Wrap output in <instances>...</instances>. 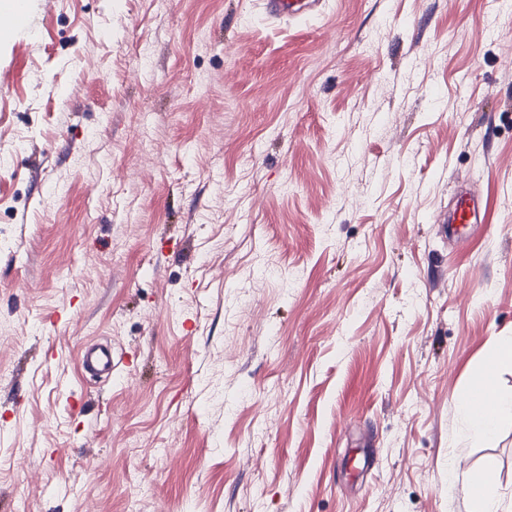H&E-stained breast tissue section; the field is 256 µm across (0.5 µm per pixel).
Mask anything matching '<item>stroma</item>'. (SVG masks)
Masks as SVG:
<instances>
[{"label": "stroma", "instance_id": "obj_1", "mask_svg": "<svg viewBox=\"0 0 512 512\" xmlns=\"http://www.w3.org/2000/svg\"><path fill=\"white\" fill-rule=\"evenodd\" d=\"M41 2L0 42V512L511 503L512 420L457 405L512 336V0ZM323 0H263L262 6L266 16L275 21H292L304 12L321 11ZM487 210V200L471 192L461 191L456 197L452 210L443 219V224L448 225L444 226V229L447 233L458 234L460 226L479 221L482 212V219H485ZM79 360L82 369H100L107 371L112 376L114 362L112 354L108 350L96 351L88 347H83L79 351ZM480 475L483 474L477 473L468 476L460 488L465 497L477 503V512L511 511V506L504 507L498 487L490 479L485 478L481 487L478 490L474 489L476 478Z\"/></svg>", "mask_w": 512, "mask_h": 512}]
</instances>
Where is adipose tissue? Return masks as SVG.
<instances>
[{
    "label": "adipose tissue",
    "instance_id": "ef3b65f1",
    "mask_svg": "<svg viewBox=\"0 0 512 512\" xmlns=\"http://www.w3.org/2000/svg\"><path fill=\"white\" fill-rule=\"evenodd\" d=\"M505 369L512 370V338L494 342L473 379V388L486 394L484 403L469 396L459 406L478 436H493L504 419H512V392H500L496 385L499 373Z\"/></svg>",
    "mask_w": 512,
    "mask_h": 512
}]
</instances>
